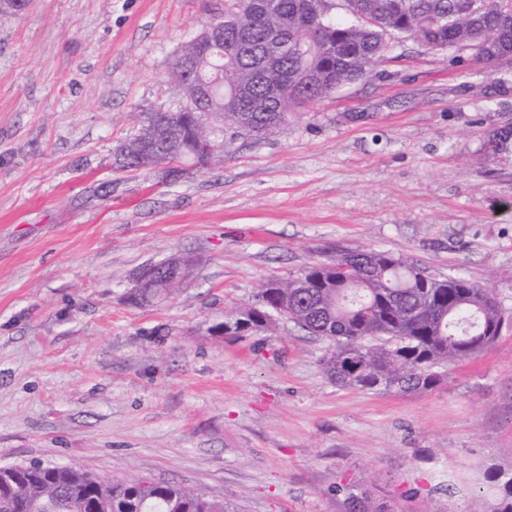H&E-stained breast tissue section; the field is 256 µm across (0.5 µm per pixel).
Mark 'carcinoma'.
Instances as JSON below:
<instances>
[{
  "instance_id": "cac0c4a2",
  "label": "carcinoma",
  "mask_w": 512,
  "mask_h": 512,
  "mask_svg": "<svg viewBox=\"0 0 512 512\" xmlns=\"http://www.w3.org/2000/svg\"><path fill=\"white\" fill-rule=\"evenodd\" d=\"M356 18L350 24L329 15L332 0H238L224 13V48L195 63V79L174 71L186 103L155 112L115 151L121 170H147L153 145L145 127L168 133L172 159L203 168L224 161L226 139L267 138L301 112L336 91L380 75L392 42L409 38L422 48L446 51L461 41L472 59L491 66L512 55V0H339ZM214 88L199 104L191 99L194 80ZM245 81L251 96L266 105L229 97L225 85ZM219 124L208 152L200 153L201 119ZM512 131L488 138L497 153L508 148ZM344 253L318 263L292 280H268L261 304L224 314V332L241 336L279 317L334 343L324 360L336 385L365 392L429 390L443 362L470 358L489 349L512 316L489 288L464 278L436 277L387 251H368L365 261ZM502 498L491 512H512V475L498 473ZM347 512H383L357 487L346 488ZM0 512H237L234 506L176 484L140 480L104 482L70 466L33 463L0 469Z\"/></svg>"
}]
</instances>
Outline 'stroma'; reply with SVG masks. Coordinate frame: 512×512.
Segmentation results:
<instances>
[{
    "label": "stroma",
    "instance_id": "1",
    "mask_svg": "<svg viewBox=\"0 0 512 512\" xmlns=\"http://www.w3.org/2000/svg\"><path fill=\"white\" fill-rule=\"evenodd\" d=\"M233 0H32L0 13V468L144 478L239 512H491L512 473V329L430 390L336 386L288 320L218 337L272 278L382 250L491 288L512 314V80L468 50L396 43L388 78L236 141L211 169L115 170L183 102L182 45ZM192 279L132 305L175 254ZM346 490V503L348 512H383V506L376 505L365 491L358 487L349 486Z\"/></svg>",
    "mask_w": 512,
    "mask_h": 512
}]
</instances>
